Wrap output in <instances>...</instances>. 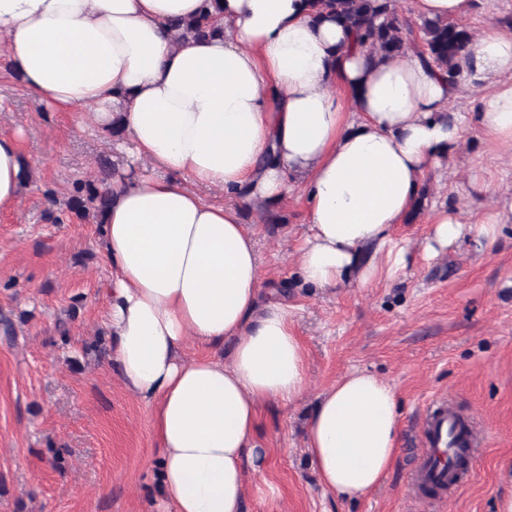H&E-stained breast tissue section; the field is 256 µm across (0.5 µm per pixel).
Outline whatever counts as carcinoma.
Masks as SVG:
<instances>
[{
  "label": "carcinoma",
  "mask_w": 512,
  "mask_h": 512,
  "mask_svg": "<svg viewBox=\"0 0 512 512\" xmlns=\"http://www.w3.org/2000/svg\"><path fill=\"white\" fill-rule=\"evenodd\" d=\"M320 13L333 16L345 28L353 31L361 46L383 58L395 59L410 48L427 63L433 64L454 79L455 61L471 43L470 32L446 19H424L421 22V42L413 38V24L409 18L396 10L395 0H315ZM185 32L197 38H204L212 31L211 17L200 18L176 24ZM113 173L101 169V178L78 181L63 202L66 210L81 219L89 217L96 223L103 217L111 204L106 185Z\"/></svg>",
  "instance_id": "obj_1"
}]
</instances>
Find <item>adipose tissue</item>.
I'll use <instances>...</instances> for the list:
<instances>
[{"label":"adipose tissue","mask_w":512,"mask_h":512,"mask_svg":"<svg viewBox=\"0 0 512 512\" xmlns=\"http://www.w3.org/2000/svg\"><path fill=\"white\" fill-rule=\"evenodd\" d=\"M205 0H0V45L27 90L79 112L103 136L120 130L136 160L164 178L119 175L100 237L112 277L110 357L153 410L166 512H243L268 455L262 403L292 404L305 351L286 304L262 303L247 205L305 194L298 246L304 285L366 287L400 274L394 230L424 176L470 130L512 145V27L487 21L455 79L415 52L384 59L311 0H217L222 34L196 40L175 22ZM470 112L450 113L465 90ZM22 131L0 132V210L20 202ZM218 189L228 204L205 202ZM512 224V193L476 213L441 205L422 247L464 235L492 245ZM203 355L187 358L186 339ZM393 385L352 370L320 396L306 452L321 485L349 501L383 482L399 437Z\"/></svg>","instance_id":"ef3b65f1"}]
</instances>
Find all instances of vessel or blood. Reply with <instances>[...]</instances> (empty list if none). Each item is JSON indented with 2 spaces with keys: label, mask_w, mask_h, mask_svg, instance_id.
<instances>
[{
  "label": "vessel or blood",
  "mask_w": 512,
  "mask_h": 512,
  "mask_svg": "<svg viewBox=\"0 0 512 512\" xmlns=\"http://www.w3.org/2000/svg\"><path fill=\"white\" fill-rule=\"evenodd\" d=\"M422 437L425 450L410 480L416 497L428 493L438 501L468 481V463L475 457L478 438L473 425L445 400L434 401L427 408Z\"/></svg>",
  "instance_id": "1"
}]
</instances>
